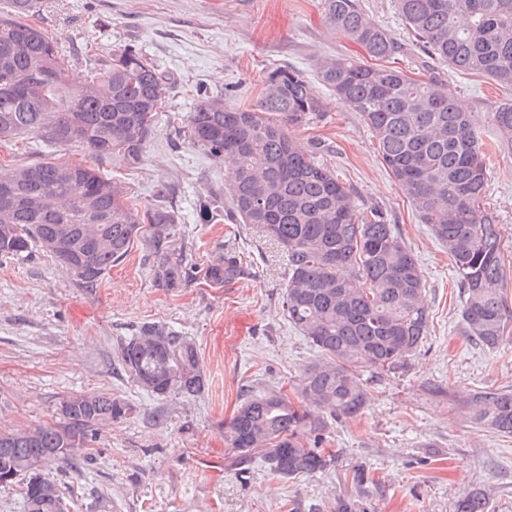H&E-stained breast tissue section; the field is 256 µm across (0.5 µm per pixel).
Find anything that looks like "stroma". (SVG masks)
<instances>
[{
  "mask_svg": "<svg viewBox=\"0 0 512 512\" xmlns=\"http://www.w3.org/2000/svg\"><path fill=\"white\" fill-rule=\"evenodd\" d=\"M38 23L68 58L57 88L62 99L87 73L88 44L102 54L136 47L173 77L141 160L105 158L98 166L132 201L175 211L177 244L189 263L206 264L230 247L253 265L248 280L224 288L197 282L168 292L155 286L152 260L138 242L91 290L42 250L0 256V431L61 424L60 403L73 395L108 392L136 408L100 426L86 451L50 466L71 512H336L341 499L358 500L362 512H454L476 488L489 492L491 512H512V437L472 427L447 397L512 389V333L494 349L465 335L446 249L416 218L362 118L317 84L325 57L368 59L325 22L322 0H43ZM288 65L315 81L324 102L296 138L317 142V160L349 188L357 211L375 210L397 225L423 272L431 314L411 370L376 386L358 418L329 421L323 446L335 451V463L290 480L271 477L259 461L244 472L227 468V426L241 394L291 393L318 354L283 310L288 269L279 248L232 210L219 223L203 221L201 203L224 200L232 174L189 144L179 123L204 93L255 105L268 73ZM447 80L468 112L508 96L479 75L452 72ZM83 156L35 137L0 144V161L14 167ZM486 195L512 257V151L494 157ZM146 322L195 344L204 393L158 398L134 381L120 351ZM355 469L367 477L359 487L350 478Z\"/></svg>",
  "mask_w": 512,
  "mask_h": 512,
  "instance_id": "35a3bbf8",
  "label": "stroma"
}]
</instances>
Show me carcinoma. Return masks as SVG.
<instances>
[{"instance_id": "carcinoma-1", "label": "carcinoma", "mask_w": 512, "mask_h": 512, "mask_svg": "<svg viewBox=\"0 0 512 512\" xmlns=\"http://www.w3.org/2000/svg\"><path fill=\"white\" fill-rule=\"evenodd\" d=\"M7 2L9 9L0 11V142L34 135L80 147L86 158L0 167V189L11 185L20 199L5 205L0 198V255L39 248L76 285L93 289L142 238L155 285L167 291L198 278L212 288L249 278L250 264L233 248L203 268L189 264L174 247L175 213L161 204H126L123 188L95 168L94 161L108 156L141 159L170 89L152 62L131 47L95 55L87 78L63 105L55 88L65 57L57 39L32 23L40 0ZM323 5L327 24L375 63L326 58L318 66L320 83L367 124L420 223L448 251L463 290L465 335L497 347L512 311L500 220L485 196L490 151L512 150V98L482 118L466 112L428 60L512 92V0H396L408 44L370 20L360 0ZM410 46L424 58L425 73L417 79L395 66ZM322 108L311 82L283 67L269 74L253 107L204 96L181 118L191 145L233 167L228 194L236 216L282 248L288 261L283 310L320 353L300 371L298 403L279 390L257 391L240 400L229 423L228 467L241 471L259 457L281 479L333 464L334 456L309 443L327 428L319 412L345 420L361 415L371 388L410 371L430 330L422 271L396 227L375 211L357 212L336 174L293 136ZM75 121L81 140L70 132ZM121 360L157 397L194 398L205 388L196 347L163 324H142L122 346ZM451 400L476 428L512 436L511 390L474 389ZM60 405L65 422L58 427L0 432V471L23 481L26 512H62L65 496L44 468L70 459L101 424L136 412L106 392L71 396ZM56 448L67 452L55 454ZM455 512H490L489 494L466 493Z\"/></svg>"}]
</instances>
